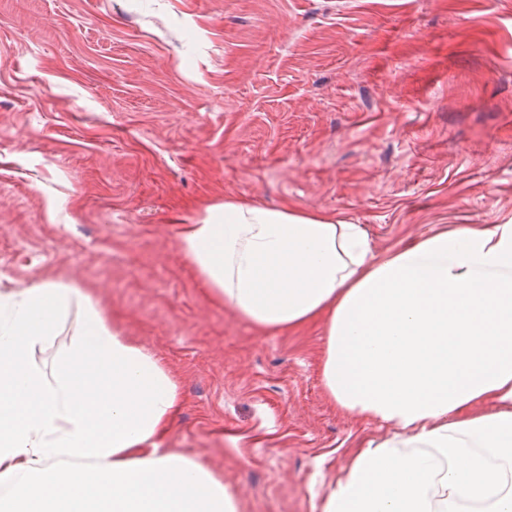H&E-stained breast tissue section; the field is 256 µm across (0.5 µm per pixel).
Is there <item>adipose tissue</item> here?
<instances>
[{
    "instance_id": "adipose-tissue-1",
    "label": "adipose tissue",
    "mask_w": 512,
    "mask_h": 512,
    "mask_svg": "<svg viewBox=\"0 0 512 512\" xmlns=\"http://www.w3.org/2000/svg\"><path fill=\"white\" fill-rule=\"evenodd\" d=\"M177 244L262 333L323 325L321 383L363 443L320 512H512V224L436 231L375 257L362 225L228 197ZM52 369L36 360L72 305ZM154 352L77 287L26 289L0 320V512H240L161 442L181 406Z\"/></svg>"
}]
</instances>
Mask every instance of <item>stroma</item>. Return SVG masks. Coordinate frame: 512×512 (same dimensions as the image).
Masks as SVG:
<instances>
[{
	"instance_id": "1",
	"label": "stroma",
	"mask_w": 512,
	"mask_h": 512,
	"mask_svg": "<svg viewBox=\"0 0 512 512\" xmlns=\"http://www.w3.org/2000/svg\"><path fill=\"white\" fill-rule=\"evenodd\" d=\"M227 197L372 251L512 222V0H0V300L89 291L178 375L164 442L241 512H319L389 427L346 417L323 327L257 335L179 225Z\"/></svg>"
}]
</instances>
